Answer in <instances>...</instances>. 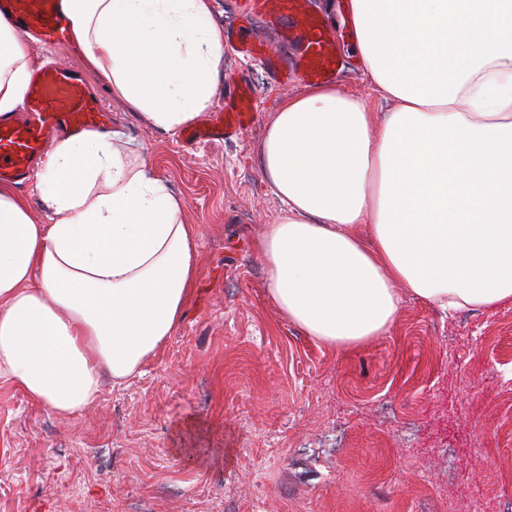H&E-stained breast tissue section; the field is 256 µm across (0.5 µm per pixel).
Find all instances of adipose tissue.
I'll list each match as a JSON object with an SVG mask.
<instances>
[{"instance_id":"adipose-tissue-1","label":"adipose tissue","mask_w":512,"mask_h":512,"mask_svg":"<svg viewBox=\"0 0 512 512\" xmlns=\"http://www.w3.org/2000/svg\"><path fill=\"white\" fill-rule=\"evenodd\" d=\"M114 99L175 134L224 61L211 0H59ZM379 117L332 85L284 98L261 145L282 207L256 250L308 336L386 335L404 294L445 312L512 304V0H349ZM33 59L0 19V116ZM51 210L0 184V380L49 415L92 408L178 327L200 272L183 198L117 129L66 135L36 173Z\"/></svg>"}]
</instances>
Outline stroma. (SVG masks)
Wrapping results in <instances>:
<instances>
[{
    "label": "stroma",
    "mask_w": 512,
    "mask_h": 512,
    "mask_svg": "<svg viewBox=\"0 0 512 512\" xmlns=\"http://www.w3.org/2000/svg\"><path fill=\"white\" fill-rule=\"evenodd\" d=\"M25 44L80 71L112 123L200 228L192 301L163 349L82 415H45L0 383V512H503L512 503V305L449 316L405 298L391 331L350 350L306 336L266 291L255 243L281 208L258 152L280 101L250 81L253 125L186 143L113 99L73 45ZM341 86L387 106L340 38Z\"/></svg>",
    "instance_id": "1"
}]
</instances>
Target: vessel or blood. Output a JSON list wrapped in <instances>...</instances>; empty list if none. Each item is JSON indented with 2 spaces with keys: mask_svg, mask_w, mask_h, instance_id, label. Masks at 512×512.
<instances>
[{
  "mask_svg": "<svg viewBox=\"0 0 512 512\" xmlns=\"http://www.w3.org/2000/svg\"><path fill=\"white\" fill-rule=\"evenodd\" d=\"M0 17L33 32L43 45L65 41L66 20L59 0H0ZM259 21L278 29V47L255 35L253 26ZM336 38V30L323 16L309 11L306 0H245L240 24L228 34L232 48L262 65L281 87L298 79L314 85L337 80L344 57ZM254 116L249 83L241 76L226 82L223 109L185 132L184 139L191 144L227 140L242 134ZM110 121L96 91L77 71L56 62L36 70L20 112L0 118V181L24 184L58 136L99 130Z\"/></svg>",
  "mask_w": 512,
  "mask_h": 512,
  "instance_id": "1",
  "label": "vessel or blood"
}]
</instances>
